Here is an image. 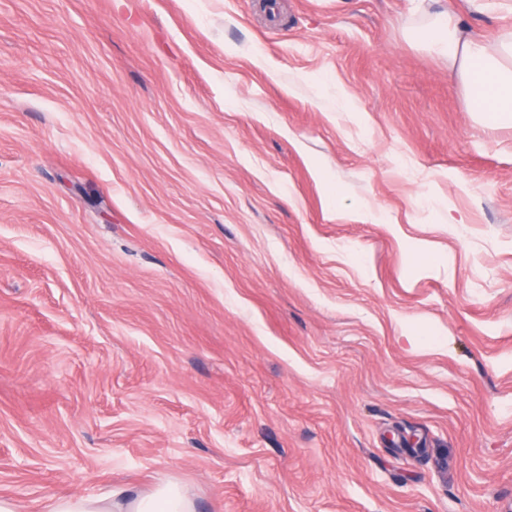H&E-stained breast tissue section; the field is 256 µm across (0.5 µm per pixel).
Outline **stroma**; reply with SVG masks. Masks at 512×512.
Wrapping results in <instances>:
<instances>
[{"label": "stroma", "mask_w": 512, "mask_h": 512, "mask_svg": "<svg viewBox=\"0 0 512 512\" xmlns=\"http://www.w3.org/2000/svg\"><path fill=\"white\" fill-rule=\"evenodd\" d=\"M276 2L0 0L18 512H512V125L409 39L434 0ZM50 512H196L192 495L173 481L159 483L147 496L118 488L101 496L65 495Z\"/></svg>", "instance_id": "35a3bbf8"}]
</instances>
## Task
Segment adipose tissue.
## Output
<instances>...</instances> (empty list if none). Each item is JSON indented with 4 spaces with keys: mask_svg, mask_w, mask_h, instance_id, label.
Masks as SVG:
<instances>
[{
    "mask_svg": "<svg viewBox=\"0 0 512 512\" xmlns=\"http://www.w3.org/2000/svg\"><path fill=\"white\" fill-rule=\"evenodd\" d=\"M435 3L424 24L413 29L415 41L447 60L472 111L512 124V33L492 40L468 35L447 0ZM50 512H196V507L188 491L168 480L146 496L122 488L95 497L65 495L54 501Z\"/></svg>",
    "mask_w": 512,
    "mask_h": 512,
    "instance_id": "obj_1",
    "label": "adipose tissue"
}]
</instances>
